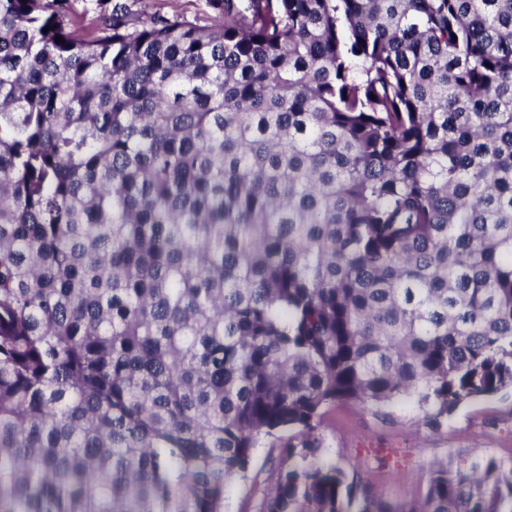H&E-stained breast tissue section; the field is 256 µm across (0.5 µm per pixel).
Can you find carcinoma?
<instances>
[{"label":"carcinoma","instance_id":"obj_1","mask_svg":"<svg viewBox=\"0 0 512 512\" xmlns=\"http://www.w3.org/2000/svg\"><path fill=\"white\" fill-rule=\"evenodd\" d=\"M205 2L0 0V512H512L315 435L512 388V0ZM204 1L200 0H168L166 2H159L153 0H143L142 2H137L136 6L132 7L133 11L136 10H151L154 7H164V11H173L177 10L179 12L185 13L188 17L194 16L201 8L204 6ZM280 443L278 438L274 437L260 440L246 477H238L228 483L224 512H260L261 490L270 483L280 464Z\"/></svg>","mask_w":512,"mask_h":512}]
</instances>
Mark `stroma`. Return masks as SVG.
Here are the masks:
<instances>
[{"instance_id": "stroma-1", "label": "stroma", "mask_w": 512, "mask_h": 512, "mask_svg": "<svg viewBox=\"0 0 512 512\" xmlns=\"http://www.w3.org/2000/svg\"><path fill=\"white\" fill-rule=\"evenodd\" d=\"M416 402L382 412L347 403L323 408L316 434L321 457L392 506L420 498L431 469L492 458L512 468V389L458 407L441 427L420 424ZM280 442L262 438L245 477L230 481L224 512H260L261 491L280 464Z\"/></svg>"}]
</instances>
